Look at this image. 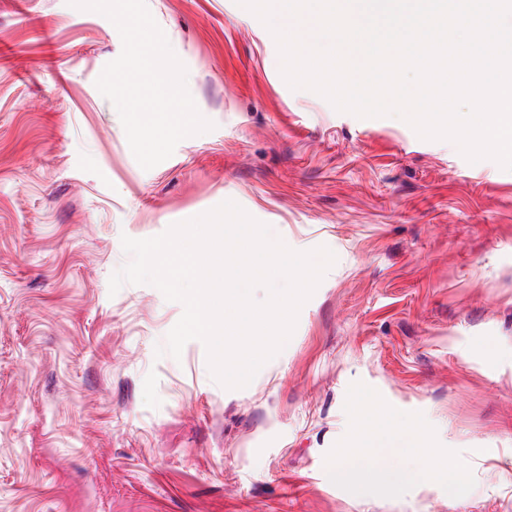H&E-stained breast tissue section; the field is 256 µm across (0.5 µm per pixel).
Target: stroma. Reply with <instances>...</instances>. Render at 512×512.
Here are the masks:
<instances>
[{
  "label": "stroma",
  "instance_id": "1",
  "mask_svg": "<svg viewBox=\"0 0 512 512\" xmlns=\"http://www.w3.org/2000/svg\"><path fill=\"white\" fill-rule=\"evenodd\" d=\"M146 3L214 125L147 171L95 85L115 26L0 0V512H512V171L291 89L236 0ZM227 200L336 256L234 390L201 341L157 355L180 303L109 292L122 236ZM370 424L440 468L336 483Z\"/></svg>",
  "mask_w": 512,
  "mask_h": 512
}]
</instances>
